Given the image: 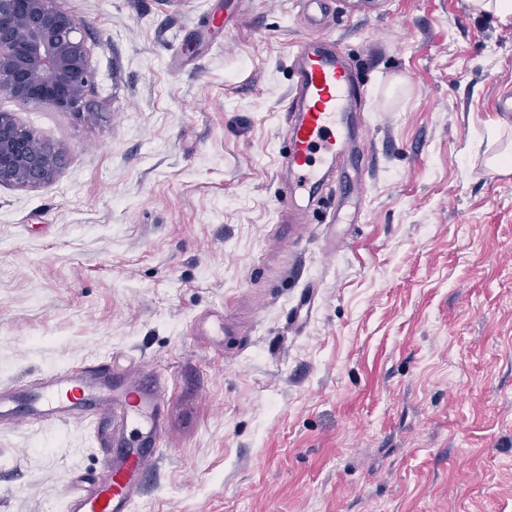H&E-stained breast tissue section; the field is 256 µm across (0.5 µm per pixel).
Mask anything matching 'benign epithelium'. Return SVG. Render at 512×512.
Returning <instances> with one entry per match:
<instances>
[{"label":"benign epithelium","instance_id":"1","mask_svg":"<svg viewBox=\"0 0 512 512\" xmlns=\"http://www.w3.org/2000/svg\"><path fill=\"white\" fill-rule=\"evenodd\" d=\"M93 83L90 50L60 0H0V94L81 115ZM63 161L62 148L0 111V185H47Z\"/></svg>","mask_w":512,"mask_h":512}]
</instances>
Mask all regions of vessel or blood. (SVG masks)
I'll return each instance as SVG.
<instances>
[{
  "label": "vessel or blood",
  "mask_w": 512,
  "mask_h": 512,
  "mask_svg": "<svg viewBox=\"0 0 512 512\" xmlns=\"http://www.w3.org/2000/svg\"><path fill=\"white\" fill-rule=\"evenodd\" d=\"M293 84L286 98L283 137L288 194L283 223L301 224L308 205L337 187L336 211L362 195V183L347 182L346 167H361L357 115L365 91L332 41L311 38L292 52ZM161 390L127 385L111 364L80 371H55L24 393L0 389V423L35 419L44 423L95 420L97 444L105 450L102 474L63 493L65 512H130L143 474L156 458L161 434ZM127 441L113 448L112 428Z\"/></svg>",
  "instance_id": "obj_1"
}]
</instances>
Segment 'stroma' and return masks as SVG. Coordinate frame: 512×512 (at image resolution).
I'll list each match as a JSON object with an SVG mask.
<instances>
[{
    "instance_id": "35a3bbf8",
    "label": "stroma",
    "mask_w": 512,
    "mask_h": 512,
    "mask_svg": "<svg viewBox=\"0 0 512 512\" xmlns=\"http://www.w3.org/2000/svg\"><path fill=\"white\" fill-rule=\"evenodd\" d=\"M63 0L83 117L0 111L66 152L0 185V387L109 360L158 379L132 512H512V22L469 0ZM334 41L367 98L354 224L312 207L280 252L290 54ZM306 320L293 319L307 284ZM224 316L221 341L202 320ZM90 423L0 424V512H65Z\"/></svg>"
}]
</instances>
